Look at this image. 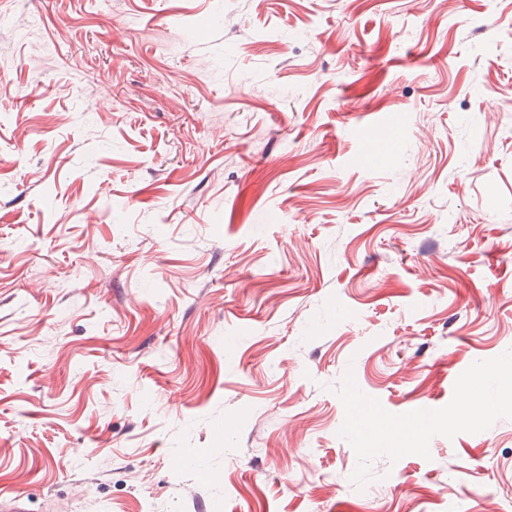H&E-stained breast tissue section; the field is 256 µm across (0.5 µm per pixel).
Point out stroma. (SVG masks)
<instances>
[{
    "label": "stroma",
    "instance_id": "1",
    "mask_svg": "<svg viewBox=\"0 0 512 512\" xmlns=\"http://www.w3.org/2000/svg\"><path fill=\"white\" fill-rule=\"evenodd\" d=\"M0 143L28 512H512V0H0Z\"/></svg>",
    "mask_w": 512,
    "mask_h": 512
}]
</instances>
